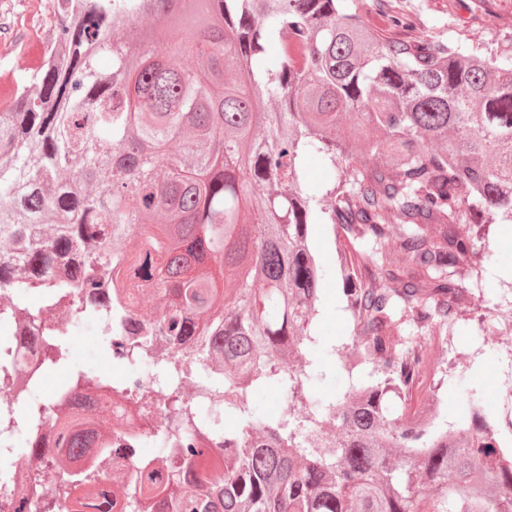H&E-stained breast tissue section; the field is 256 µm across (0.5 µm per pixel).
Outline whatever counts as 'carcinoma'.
I'll use <instances>...</instances> for the list:
<instances>
[{"instance_id":"carcinoma-1","label":"carcinoma","mask_w":512,"mask_h":512,"mask_svg":"<svg viewBox=\"0 0 512 512\" xmlns=\"http://www.w3.org/2000/svg\"><path fill=\"white\" fill-rule=\"evenodd\" d=\"M52 60L16 76L0 112V289L67 309L70 326L117 301L116 272L155 300L132 309L151 342L130 362L164 381L133 401L174 410L173 448L128 497V512H512V464L475 425L471 391L456 433L410 436L401 403L418 361L407 323L448 331L482 267V224L512 220V49L485 54L394 35L367 0H49ZM200 56L187 66V53ZM111 66L103 69L99 59ZM318 155L327 182L308 185ZM477 211L466 221L464 206ZM311 224L343 231L339 271L354 322L340 369L369 379L328 402L310 357L322 272ZM45 364H67L52 333ZM199 377L237 420L203 426L176 382ZM114 381L71 369L69 386ZM276 390L280 417L250 406ZM32 406L17 420L47 418ZM113 451L91 434L44 448L55 498L28 512H80Z\"/></svg>"}]
</instances>
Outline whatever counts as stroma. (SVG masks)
<instances>
[{"instance_id": "obj_1", "label": "stroma", "mask_w": 512, "mask_h": 512, "mask_svg": "<svg viewBox=\"0 0 512 512\" xmlns=\"http://www.w3.org/2000/svg\"><path fill=\"white\" fill-rule=\"evenodd\" d=\"M449 0H405L414 16V32L434 26L436 34L454 41H467L496 51L512 44V0H456V9H449ZM483 241L491 253L492 263L478 277L479 293L467 296L466 305L458 316L455 334L456 350L470 355L468 366L454 374L442 386L444 418L457 423L461 401L470 388L480 389L484 402L494 400V393L486 385L488 367L498 365L500 354L495 347L476 340L478 315L477 299L494 305L512 294V223L484 225ZM309 241L318 256L324 272L323 305L316 321L315 341L309 351L321 368L314 380V390L324 400L333 399L349 384L347 373L337 369L333 350L350 342L353 336L351 315L347 309L346 284L337 271L335 228L330 224L310 225ZM82 343L70 349V365L91 373H106L121 379L134 373L131 365L115 366L112 353L107 350L93 325L81 327Z\"/></svg>"}]
</instances>
